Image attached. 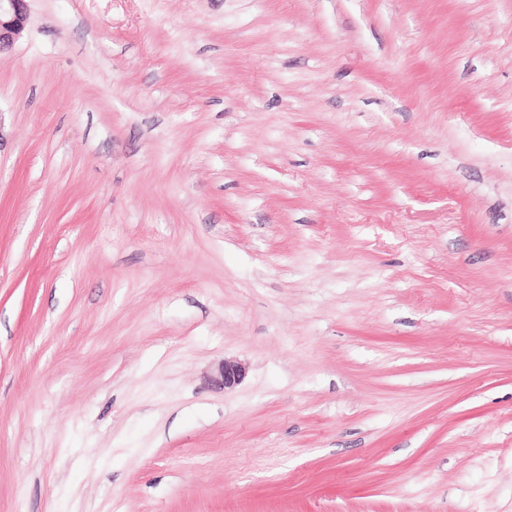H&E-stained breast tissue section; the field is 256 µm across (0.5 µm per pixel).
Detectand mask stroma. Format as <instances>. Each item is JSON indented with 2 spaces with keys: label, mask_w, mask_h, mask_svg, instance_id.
<instances>
[{
  "label": "stroma",
  "mask_w": 512,
  "mask_h": 512,
  "mask_svg": "<svg viewBox=\"0 0 512 512\" xmlns=\"http://www.w3.org/2000/svg\"><path fill=\"white\" fill-rule=\"evenodd\" d=\"M29 10L0 512H512V0ZM246 375V367L239 362L224 360L220 363L212 381L225 389L232 388L242 382Z\"/></svg>",
  "instance_id": "35a3bbf8"
}]
</instances>
